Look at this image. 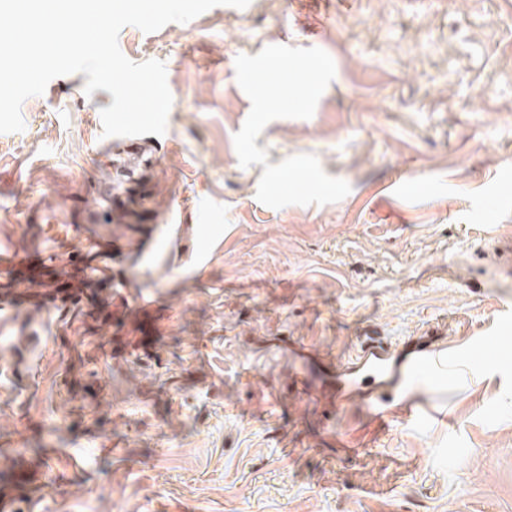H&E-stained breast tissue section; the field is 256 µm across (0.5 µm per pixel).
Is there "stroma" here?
<instances>
[{
  "label": "stroma",
  "instance_id": "35a3bbf8",
  "mask_svg": "<svg viewBox=\"0 0 512 512\" xmlns=\"http://www.w3.org/2000/svg\"><path fill=\"white\" fill-rule=\"evenodd\" d=\"M118 43L166 65L152 166L128 174L82 73L0 133V237L97 265L118 242L129 289L0 334V494L25 473L17 512H512V0H250ZM281 44L336 75L256 144L315 155L339 202L265 206V165L238 162L235 59ZM369 330L437 332L444 364L416 371L415 417L327 424L318 367L276 345L345 358Z\"/></svg>",
  "mask_w": 512,
  "mask_h": 512
}]
</instances>
